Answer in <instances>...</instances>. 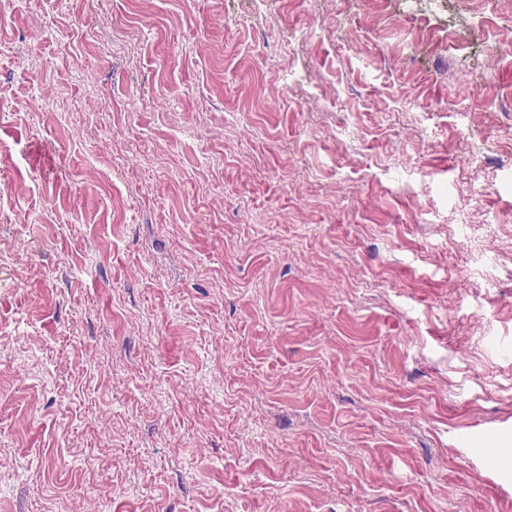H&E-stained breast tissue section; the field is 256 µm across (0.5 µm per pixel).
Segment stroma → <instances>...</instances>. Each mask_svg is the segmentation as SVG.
I'll use <instances>...</instances> for the list:
<instances>
[{
    "label": "stroma",
    "instance_id": "stroma-1",
    "mask_svg": "<svg viewBox=\"0 0 512 512\" xmlns=\"http://www.w3.org/2000/svg\"><path fill=\"white\" fill-rule=\"evenodd\" d=\"M0 512H512V0H0Z\"/></svg>",
    "mask_w": 512,
    "mask_h": 512
}]
</instances>
